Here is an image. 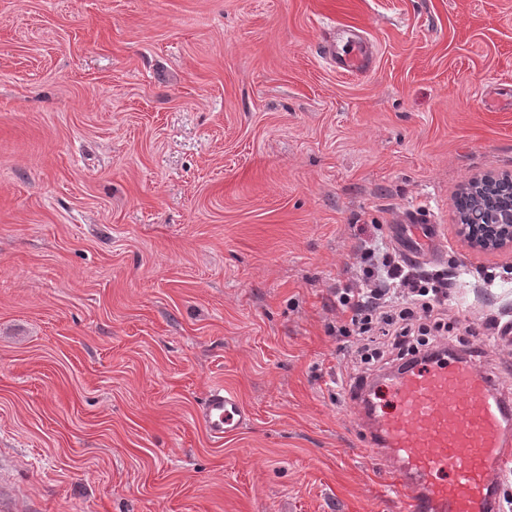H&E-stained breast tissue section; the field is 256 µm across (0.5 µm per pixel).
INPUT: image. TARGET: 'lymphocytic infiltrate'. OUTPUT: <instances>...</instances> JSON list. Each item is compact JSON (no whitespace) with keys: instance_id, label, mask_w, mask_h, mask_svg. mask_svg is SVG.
I'll return each instance as SVG.
<instances>
[{"instance_id":"lymphocytic-infiltrate-1","label":"lymphocytic infiltrate","mask_w":512,"mask_h":512,"mask_svg":"<svg viewBox=\"0 0 512 512\" xmlns=\"http://www.w3.org/2000/svg\"><path fill=\"white\" fill-rule=\"evenodd\" d=\"M360 278L336 291V306L344 316L337 330L361 337V362L382 359L387 350L399 356L422 355L424 361L444 357L443 349L419 353L421 337L445 328L447 282L428 286L425 278L406 269L377 241L360 246Z\"/></svg>"}]
</instances>
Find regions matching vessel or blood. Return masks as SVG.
I'll return each instance as SVG.
<instances>
[{"label": "vessel or blood", "mask_w": 512, "mask_h": 512, "mask_svg": "<svg viewBox=\"0 0 512 512\" xmlns=\"http://www.w3.org/2000/svg\"><path fill=\"white\" fill-rule=\"evenodd\" d=\"M343 48L322 47L337 73L372 60L360 33L345 32ZM207 432L220 439L247 420L232 390L209 391L200 407ZM512 399L494 391L491 375L466 362L406 368L391 388V407L374 412L363 443L393 464V486L403 512H500L499 471L512 460Z\"/></svg>", "instance_id": "b4317fda"}]
</instances>
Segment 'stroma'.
Here are the masks:
<instances>
[{
  "label": "stroma",
  "mask_w": 512,
  "mask_h": 512,
  "mask_svg": "<svg viewBox=\"0 0 512 512\" xmlns=\"http://www.w3.org/2000/svg\"><path fill=\"white\" fill-rule=\"evenodd\" d=\"M507 173L512 0H0V512H399L334 292L421 217L512 397V251L454 205ZM342 32L346 35L342 52L337 51V45L334 43H325L322 46V53L331 60L337 73L348 74L367 68L371 64L372 55L362 35L354 29ZM200 419L207 432L217 439L243 427L247 414L241 399L232 390L216 387L209 391L200 407Z\"/></svg>",
  "instance_id": "stroma-1"
}]
</instances>
